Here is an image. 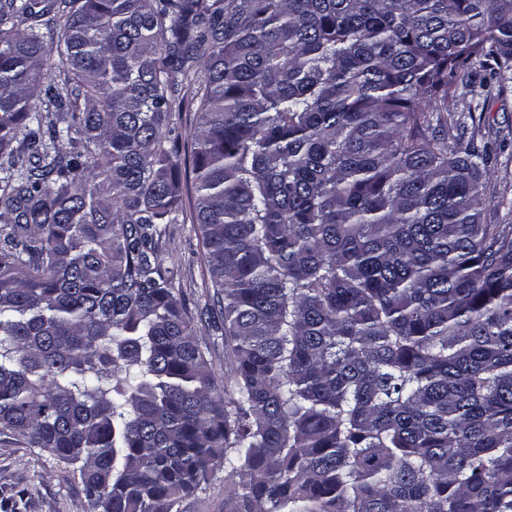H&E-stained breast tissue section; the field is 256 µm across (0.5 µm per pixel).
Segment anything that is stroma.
Returning <instances> with one entry per match:
<instances>
[{"label": "stroma", "mask_w": 512, "mask_h": 512, "mask_svg": "<svg viewBox=\"0 0 512 512\" xmlns=\"http://www.w3.org/2000/svg\"><path fill=\"white\" fill-rule=\"evenodd\" d=\"M471 88H459L448 110L483 114L480 125H466L465 138L489 144L491 163L484 212L512 224V91H499L481 65L471 70ZM164 266L174 269V293L187 310L204 309L214 288L195 226L191 221L168 225L159 245ZM223 466L210 475L207 491L184 496L177 512H224ZM80 478L71 467L17 436L0 431V512H89Z\"/></svg>", "instance_id": "stroma-1"}]
</instances>
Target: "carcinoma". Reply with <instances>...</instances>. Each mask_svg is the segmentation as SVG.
Instances as JSON below:
<instances>
[{"label":"carcinoma","mask_w":512,"mask_h":512,"mask_svg":"<svg viewBox=\"0 0 512 512\" xmlns=\"http://www.w3.org/2000/svg\"><path fill=\"white\" fill-rule=\"evenodd\" d=\"M59 61L58 73L45 67ZM512 0H0V428L90 512H512V224L448 98ZM194 218L220 382L158 257ZM225 477L224 464L216 466L210 475L207 491L182 497L173 512H225Z\"/></svg>","instance_id":"cac0c4a2"}]
</instances>
